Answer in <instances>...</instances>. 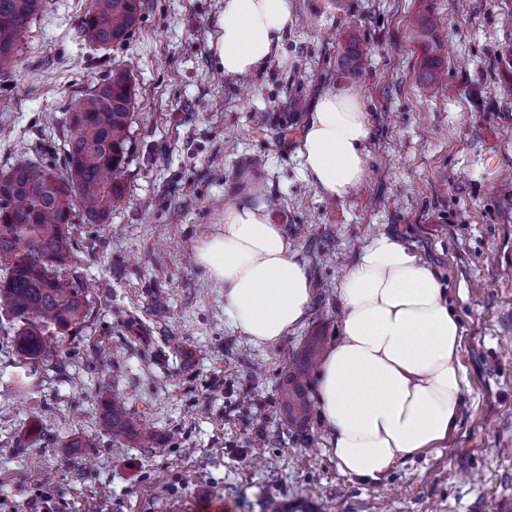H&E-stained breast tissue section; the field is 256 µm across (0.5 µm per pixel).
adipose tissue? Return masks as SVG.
Instances as JSON below:
<instances>
[{
  "label": "adipose tissue",
  "mask_w": 512,
  "mask_h": 512,
  "mask_svg": "<svg viewBox=\"0 0 512 512\" xmlns=\"http://www.w3.org/2000/svg\"><path fill=\"white\" fill-rule=\"evenodd\" d=\"M292 24L290 0H224L225 75L264 69ZM369 134L356 95L319 98L298 156L320 193L341 198L363 180ZM195 259L223 288L230 326L253 345H276L304 323L313 293L306 263L262 207H225L223 224L198 240ZM338 295L342 337L322 360L316 397L339 471L377 479L453 433L467 386L461 328L434 271L392 235L365 245Z\"/></svg>",
  "instance_id": "1"
}]
</instances>
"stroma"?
Masks as SVG:
<instances>
[{
	"label": "stroma",
	"instance_id": "stroma-1",
	"mask_svg": "<svg viewBox=\"0 0 512 512\" xmlns=\"http://www.w3.org/2000/svg\"><path fill=\"white\" fill-rule=\"evenodd\" d=\"M91 0H47L0 76V171L51 148L64 171L65 116L127 70L135 93L123 199L107 223L73 230L93 313L64 335L56 365L19 361L0 315V512H167L223 498L232 512L303 499L318 512H512V0H430L448 76L416 79L413 0H293L278 55L248 78L219 58L224 0H143L137 29L102 50L82 40ZM371 50L345 84L350 31ZM349 87L370 116L363 181L327 198L298 149L312 109ZM266 206L314 288L303 325L257 347L230 326L224 291L195 244L225 206ZM402 239L434 270L463 336L468 386L457 426L384 477L343 475L319 412L300 433L280 419L278 385L310 336L341 334L338 286L365 244ZM120 394L160 440L112 441Z\"/></svg>",
	"mask_w": 512,
	"mask_h": 512
}]
</instances>
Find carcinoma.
I'll return each mask as SVG.
<instances>
[{
    "mask_svg": "<svg viewBox=\"0 0 512 512\" xmlns=\"http://www.w3.org/2000/svg\"><path fill=\"white\" fill-rule=\"evenodd\" d=\"M418 0L409 34L419 47L418 82L430 94L439 86L448 54L439 22ZM45 0H0V74L18 63L20 39ZM142 0H93L80 21V36L101 49L124 43L137 27ZM355 34L347 39L341 75L357 79L367 59ZM133 91L124 71L115 72L84 93L69 112L65 144L66 175L57 174L45 158L23 160L0 172V312L14 320L12 343L26 362L59 357L55 334L85 323L92 313L84 284L68 281L61 271L75 259L71 227L103 224L124 195V166L131 138ZM321 338L311 336L293 359L280 386L285 422L304 431L311 406L306 378L320 358ZM107 428L113 438L152 448V429L139 425L120 396L108 406ZM263 512H315L312 503L286 506L270 500Z\"/></svg>",
    "mask_w": 512,
    "mask_h": 512,
    "instance_id": "carcinoma-1",
    "label": "carcinoma"
}]
</instances>
